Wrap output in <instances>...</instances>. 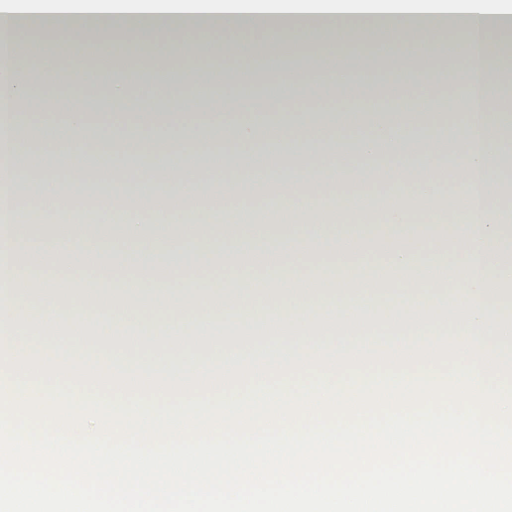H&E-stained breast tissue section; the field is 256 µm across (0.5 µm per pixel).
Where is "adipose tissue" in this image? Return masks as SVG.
<instances>
[{
	"instance_id": "1",
	"label": "adipose tissue",
	"mask_w": 512,
	"mask_h": 512,
	"mask_svg": "<svg viewBox=\"0 0 512 512\" xmlns=\"http://www.w3.org/2000/svg\"><path fill=\"white\" fill-rule=\"evenodd\" d=\"M350 38L392 45L399 55L384 81L355 83L346 64L328 56L347 18ZM512 17L502 0H0V338L52 335L66 320V338L86 341H200L233 330L261 339L266 327L290 318L296 334L345 330L408 334H512V206L501 203L493 171L512 169V63L499 57V23ZM27 19L61 32L64 41L96 44L101 33L123 31L135 41L168 34L158 52L140 57L137 72L152 76L166 62L185 69L191 97L130 100L110 78L112 102L124 119L108 143L94 142V110L102 87L84 82L82 58L62 61L57 74L79 79L77 104L63 122H34L40 101L33 57L21 33ZM260 35L287 36L294 56L311 58L324 84L348 100L349 111L317 108L294 90L224 101L214 94L216 69L196 54L199 42ZM435 58L423 67L420 58ZM157 140L175 161L154 165L137 150ZM90 149L91 167L77 187L58 177L68 147ZM196 170L208 181L191 179ZM325 183L350 211L345 224L319 220L308 183ZM280 194L249 219L242 200ZM469 209L441 232L413 219L405 197L430 202L442 186ZM140 192L149 211L131 210ZM83 194L91 237L15 234L28 198L50 214H64V197ZM221 199L207 217L223 224L215 238L204 225L184 224L181 247L168 238L173 204L193 209ZM380 211L385 220L367 222ZM386 241L378 262L362 255L371 239ZM460 256L447 264L448 247ZM70 251L75 270L51 257ZM43 257L18 264L21 252ZM319 281L300 288L302 274ZM457 289L449 291L444 281Z\"/></svg>"
}]
</instances>
